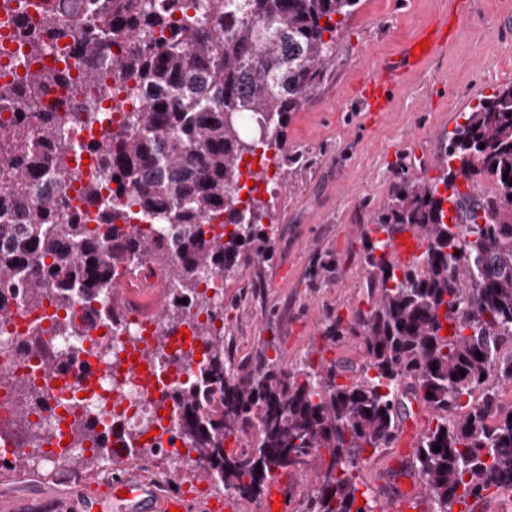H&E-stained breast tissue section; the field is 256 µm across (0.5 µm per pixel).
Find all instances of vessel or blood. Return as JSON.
<instances>
[{"label":"vessel or blood","mask_w":512,"mask_h":512,"mask_svg":"<svg viewBox=\"0 0 512 512\" xmlns=\"http://www.w3.org/2000/svg\"><path fill=\"white\" fill-rule=\"evenodd\" d=\"M459 23L450 26H435L423 29L419 37L426 41L428 48L417 51L415 43L404 47L400 60H386L364 84L358 99V109L373 113L386 111L389 104L391 84L406 68L418 69L431 57L432 53L444 47L450 35L460 34ZM422 247L419 234L406 233L394 243V257L398 262H406L418 254ZM190 498L180 490L160 493L154 490L137 473L124 468H116L106 495L89 498L57 497V512H186ZM420 499L413 486L400 487L386 493L381 499L382 512H418Z\"/></svg>","instance_id":"b4317fda"}]
</instances>
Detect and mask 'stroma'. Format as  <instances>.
Instances as JSON below:
<instances>
[{"mask_svg": "<svg viewBox=\"0 0 512 512\" xmlns=\"http://www.w3.org/2000/svg\"><path fill=\"white\" fill-rule=\"evenodd\" d=\"M454 0H359L343 23L323 78L285 129L286 182L266 199L265 224L275 230L273 258L251 266L249 277L265 286L259 298L224 291V347L248 355L274 339L283 365L293 368L318 357L362 362L355 339L325 349L328 316L351 321L365 306L367 272L360 259L361 225L388 206L401 179L438 176L441 146L479 99L512 82V0H464L461 34L420 72L406 73L379 120L354 111L362 81L375 64L397 57L403 43L448 15ZM330 257L335 278L310 281L316 257ZM429 412L410 415L403 440L359 469L371 491L407 479ZM23 467L0 468V502L27 501L31 512H50L46 487L60 495L102 494L104 460L44 470L41 451L29 449Z\"/></svg>", "mask_w": 512, "mask_h": 512, "instance_id": "35a3bbf8", "label": "stroma"}]
</instances>
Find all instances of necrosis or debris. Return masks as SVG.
Segmentation results:
<instances>
[{
	"label": "necrosis or debris",
	"instance_id": "obj_1",
	"mask_svg": "<svg viewBox=\"0 0 512 512\" xmlns=\"http://www.w3.org/2000/svg\"><path fill=\"white\" fill-rule=\"evenodd\" d=\"M14 20L0 16V83H21L33 66L47 67V56H31L26 44L16 35ZM103 83L112 96L97 110L105 119L101 127L77 123L67 127L73 143V159L82 173L81 181L67 190V213L81 212L90 218L89 229H97L99 206L88 205L83 187L96 174L98 159L90 144L107 129H118L142 111L154 91L143 87L134 97L127 96L125 80L113 75L107 66L99 68ZM95 88L82 84L77 70L51 94L38 100L35 109L43 112L61 106L64 112L85 111L96 98ZM246 163L235 188L242 200L241 210L251 208V200L273 193L279 184L263 151ZM198 289L211 294L215 306L209 311L188 307L183 323L188 339H176L173 352L148 355L163 324L136 302H128L119 317L97 318L91 308L75 304L59 308L53 296L40 304L28 302L24 293L13 300V314L0 321V426L13 417L15 392L8 381L20 379L36 391L40 399L29 408L27 429L43 450L46 464L60 466L64 457L90 453L104 459L133 455L136 448L154 449L156 456L168 461L163 481L176 480L183 468L195 465L196 455L188 451L182 435L184 412L174 394L197 383L200 361L195 354L202 341V329L218 330L224 319V275L219 271L198 274ZM40 340L49 350L51 361H43L25 348L26 341ZM192 364H185L186 355ZM88 419L95 425L96 439L80 444L71 440L74 422Z\"/></svg>",
	"mask_w": 512,
	"mask_h": 512
}]
</instances>
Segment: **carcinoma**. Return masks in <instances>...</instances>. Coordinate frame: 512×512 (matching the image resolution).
<instances>
[{"label": "carcinoma", "instance_id": "carcinoma-1", "mask_svg": "<svg viewBox=\"0 0 512 512\" xmlns=\"http://www.w3.org/2000/svg\"><path fill=\"white\" fill-rule=\"evenodd\" d=\"M92 2L94 32L66 30L53 18L44 27L71 37L68 54L78 60L108 57L115 74L133 80L128 94L156 90L130 125L91 145L101 171L85 196L94 201L117 181L131 189V202L112 204L100 216L105 240L91 239L81 215L60 220L66 190L80 177L60 132L70 117L42 112L1 124L0 275L26 269L30 303L56 285L66 308L68 285L81 283L94 300L131 274L133 260H148L172 290L207 311L213 301L197 291L196 272L232 278L271 257L263 213L253 207L245 219L238 208L240 162L259 145L281 148L289 113L317 87L342 19L359 0H239L235 12L233 0H164L159 10L148 0ZM166 27L169 37L156 35ZM66 77L30 71L22 88L0 85V103L21 109L28 93L47 95ZM82 81L101 99L112 95L92 66ZM442 162L438 177L403 181L386 212L362 229L361 258L378 299L349 325L330 318L323 330L331 345L357 338L361 364L335 359L293 370L268 357L272 339L237 362L224 354V337L204 332L201 387L178 399L188 413L183 435L215 484L256 498L276 470L312 465L316 482L302 512H379L350 464L392 447L406 403L417 400L434 424L420 436L412 474L436 512L512 492V406L496 389V380H512V83L471 108L448 136ZM52 167L59 186L30 196L27 187ZM485 173L492 192L459 190L458 179L469 187ZM148 213L177 230L178 261L163 237L130 232ZM221 216L235 230L204 238L200 223ZM406 230L421 234L424 252L399 265L391 248ZM46 255L54 258L48 266L38 262ZM347 374L350 384L336 382ZM247 432V453L226 447Z\"/></svg>", "mask_w": 512, "mask_h": 512}]
</instances>
